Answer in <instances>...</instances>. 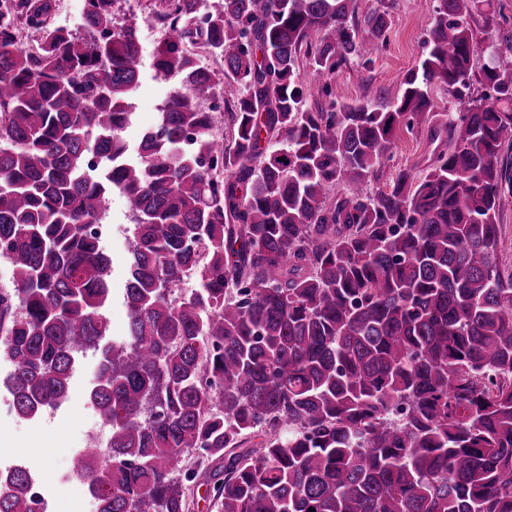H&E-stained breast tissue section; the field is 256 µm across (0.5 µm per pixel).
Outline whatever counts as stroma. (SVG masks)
<instances>
[{"mask_svg":"<svg viewBox=\"0 0 512 512\" xmlns=\"http://www.w3.org/2000/svg\"><path fill=\"white\" fill-rule=\"evenodd\" d=\"M359 13L384 10L390 15L387 42L372 64L360 58L347 60L328 77L332 96L339 102L384 106L400 96L406 74L414 69L425 53V37L432 18V0H357ZM471 26L478 50L473 61L472 95L484 93L482 69L489 61L487 46L496 41L500 30L512 26V0H493L489 13H475ZM178 88L176 80L155 76L152 67H144L141 86L134 96V120L124 132L130 147H137L142 133L154 127L158 108ZM443 147L442 142L429 141L424 135L400 132L393 158L382 168L383 180H390L403 166L423 168ZM127 247H119L112 255L113 272L109 298L104 314L111 324L106 343L123 342L127 335L126 308L122 288L127 278ZM99 353L95 350L79 355L71 377L69 398L54 418L38 414L32 418L16 417L0 428V467L21 465L29 468L45 487L55 512H74L76 498H88L89 492L72 474V461L86 446V437L94 427V414L87 408L93 387Z\"/></svg>","mask_w":512,"mask_h":512,"instance_id":"stroma-1","label":"stroma"}]
</instances>
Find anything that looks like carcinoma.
Wrapping results in <instances>:
<instances>
[{"label":"carcinoma","mask_w":512,"mask_h":512,"mask_svg":"<svg viewBox=\"0 0 512 512\" xmlns=\"http://www.w3.org/2000/svg\"><path fill=\"white\" fill-rule=\"evenodd\" d=\"M202 4L154 0L153 69L179 90L134 155L141 48L115 0H87L82 35L50 22L54 0L0 13V349L15 411L61 404L76 358L100 351L89 396L107 438L73 465L98 512H189L195 452L218 463V512H512V269L498 261L512 70L484 67L490 92L465 96L469 19L491 0H436L396 102L318 109L299 59L322 77L372 62L386 11L223 0L196 27ZM435 84L462 104L441 125ZM220 90L225 138L199 107ZM403 127L449 148L367 192ZM340 182L358 191L329 198ZM115 192L132 227L129 333L111 346L112 262L87 227ZM31 483L19 467L1 476L0 512H33Z\"/></svg>","instance_id":"1"}]
</instances>
